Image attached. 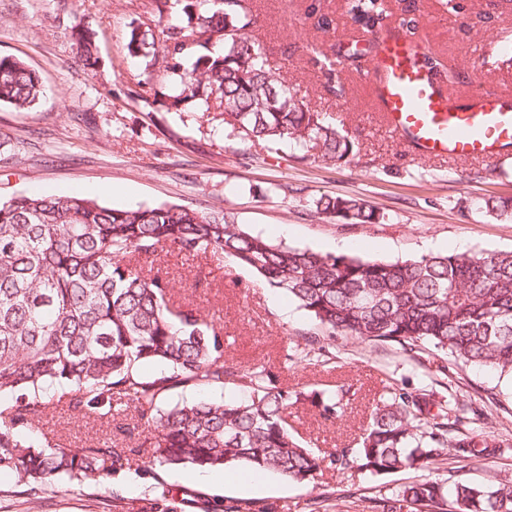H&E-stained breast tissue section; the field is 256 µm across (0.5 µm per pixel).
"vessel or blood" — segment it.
I'll return each mask as SVG.
<instances>
[{
	"instance_id": "obj_1",
	"label": "vessel or blood",
	"mask_w": 512,
	"mask_h": 512,
	"mask_svg": "<svg viewBox=\"0 0 512 512\" xmlns=\"http://www.w3.org/2000/svg\"><path fill=\"white\" fill-rule=\"evenodd\" d=\"M372 87L384 126L418 156L495 161L512 153V95L487 89L459 99L398 38L384 39Z\"/></svg>"
}]
</instances>
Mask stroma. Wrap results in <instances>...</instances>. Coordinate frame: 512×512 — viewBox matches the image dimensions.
Segmentation results:
<instances>
[{"mask_svg": "<svg viewBox=\"0 0 512 512\" xmlns=\"http://www.w3.org/2000/svg\"><path fill=\"white\" fill-rule=\"evenodd\" d=\"M312 0H257L254 35L271 62L285 67L300 95L324 109L354 142L346 162L326 165L301 158L286 145L279 154L224 126L215 112H169L147 91L150 76L127 54L126 34L152 24L150 0H0V55L22 59L40 76L43 96L29 111L0 105V200L16 192L78 193L113 208L176 203L203 213L224 212L251 233L293 247L389 261L429 253L511 251L512 220L485 213L483 199L512 197V155L459 164L409 154L379 122L363 80L371 59L341 62L333 94L309 54L330 46L354 47L364 33L349 14L350 0H319L332 20L317 31ZM387 0L386 22L412 23L413 38L444 65L447 90L464 95L491 84L512 90V0ZM88 30L95 65L83 62L71 40L74 24ZM365 199L382 216L378 224H345L315 211L323 196ZM175 304L219 312L224 358L278 367L290 340L313 329L310 314L281 290L269 287L231 256L188 260L168 253L163 264ZM336 360L290 370L289 385L357 394L338 422L325 421L310 402L294 405L289 430L301 444L330 454L355 445L374 399L386 385L433 384L434 376L404 356L398 345L371 344L335 335L324 339ZM448 390L461 405L485 404L488 427L512 440V376L459 362L448 364ZM74 445L114 437V424L80 419L50 408L43 421ZM440 478L476 484L512 482V457L444 463ZM197 469L166 468L114 477L110 488L59 485L39 499L15 495L0 477V512H140L169 492L191 500L186 512H224L247 502L283 512H369L382 486L413 480L410 472L371 475L324 466L299 485L278 475L246 477L235 466L226 482H203Z\"/></svg>", "mask_w": 512, "mask_h": 512, "instance_id": "35a3bbf8", "label": "stroma"}]
</instances>
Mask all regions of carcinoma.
Listing matches in <instances>:
<instances>
[{"mask_svg": "<svg viewBox=\"0 0 512 512\" xmlns=\"http://www.w3.org/2000/svg\"><path fill=\"white\" fill-rule=\"evenodd\" d=\"M155 24L131 29L127 49L156 77L153 98L167 110L194 102L221 110L224 125L278 153L289 143L325 164L353 153L354 143L303 97L291 92L264 47L251 36V0H151ZM384 8L351 0L353 22L381 39H405L431 70L428 50L400 30L377 26ZM72 36L84 60L97 62L90 37ZM39 77L22 60L0 56V105L31 109ZM316 213L345 224H377L382 216L360 197L326 196ZM485 212L512 218V199L490 197ZM188 257L228 254L288 294L330 335L398 344L411 359L428 352L446 375L448 357L512 373V251L429 254L402 262L322 254L242 229L222 213L181 205L112 208L78 195L20 193L0 201V476L15 493L38 494L66 479L104 484L132 469L224 468L243 464L304 483L325 460L288 430V409L312 399L332 423L342 418L351 387L290 390L263 363L224 360L215 318L191 305L170 304V281L142 264L165 248ZM317 332L288 345L285 368L322 358ZM156 367L152 373L144 372ZM222 387L243 394L163 407L173 391ZM130 409L120 427L133 443L73 446L39 430L47 411L63 404L82 416L109 419L114 399ZM479 406L425 387L389 385L372 405L356 448L328 459L336 470L370 473L432 469L448 455L492 461L512 455V442L473 423ZM138 448H149L134 465ZM372 512H512V484L447 486L420 478L370 500Z\"/></svg>", "mask_w": 512, "mask_h": 512, "instance_id": "carcinoma-1", "label": "carcinoma"}]
</instances>
